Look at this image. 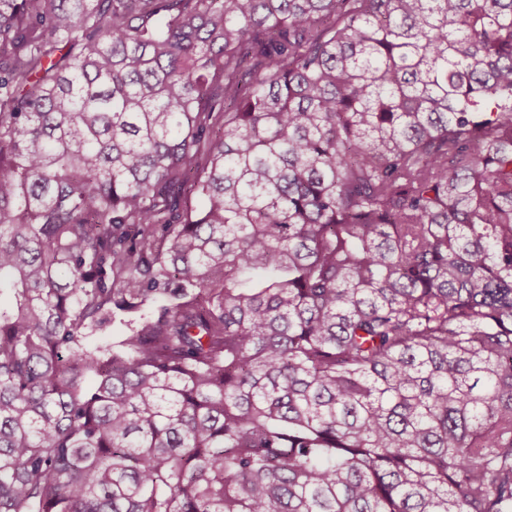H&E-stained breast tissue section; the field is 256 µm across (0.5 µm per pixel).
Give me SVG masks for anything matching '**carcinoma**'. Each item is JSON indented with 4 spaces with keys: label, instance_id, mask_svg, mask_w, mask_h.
Returning <instances> with one entry per match:
<instances>
[{
    "label": "carcinoma",
    "instance_id": "carcinoma-1",
    "mask_svg": "<svg viewBox=\"0 0 512 512\" xmlns=\"http://www.w3.org/2000/svg\"><path fill=\"white\" fill-rule=\"evenodd\" d=\"M5 292L0 512H512V0H0ZM132 317L126 314L117 313L112 321L100 328L94 329L88 337L91 345H118L125 336L129 334V327L126 325L127 320Z\"/></svg>",
    "mask_w": 512,
    "mask_h": 512
}]
</instances>
